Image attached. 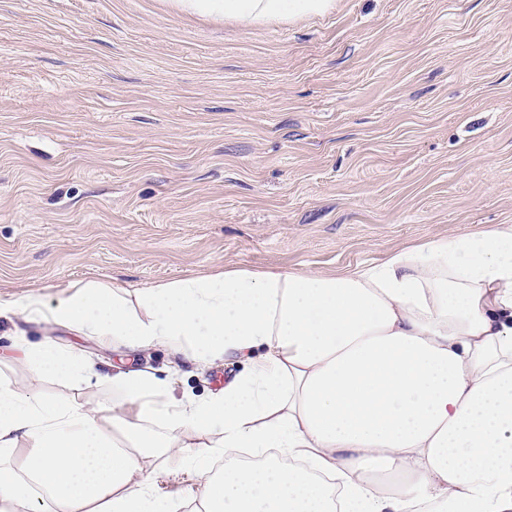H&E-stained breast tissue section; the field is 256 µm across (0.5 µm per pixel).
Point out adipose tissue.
<instances>
[{
	"instance_id": "1",
	"label": "adipose tissue",
	"mask_w": 512,
	"mask_h": 512,
	"mask_svg": "<svg viewBox=\"0 0 512 512\" xmlns=\"http://www.w3.org/2000/svg\"><path fill=\"white\" fill-rule=\"evenodd\" d=\"M176 5L252 25L334 0ZM7 315L242 369L178 398L149 369L19 344L27 372L104 396L0 380V512H176L153 490L171 462L197 478L192 512H512V224L338 273L227 264L141 286L71 283L52 301L31 289L0 297ZM231 450L261 462L214 475Z\"/></svg>"
}]
</instances>
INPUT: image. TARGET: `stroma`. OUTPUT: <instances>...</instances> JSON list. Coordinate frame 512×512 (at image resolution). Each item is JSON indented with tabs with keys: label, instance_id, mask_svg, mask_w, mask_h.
I'll return each mask as SVG.
<instances>
[{
	"label": "stroma",
	"instance_id": "stroma-1",
	"mask_svg": "<svg viewBox=\"0 0 512 512\" xmlns=\"http://www.w3.org/2000/svg\"><path fill=\"white\" fill-rule=\"evenodd\" d=\"M512 223V0H336L241 26L171 0H0V293L148 285L227 262L339 272ZM52 341L177 394L164 347L0 318V378Z\"/></svg>",
	"mask_w": 512,
	"mask_h": 512
}]
</instances>
